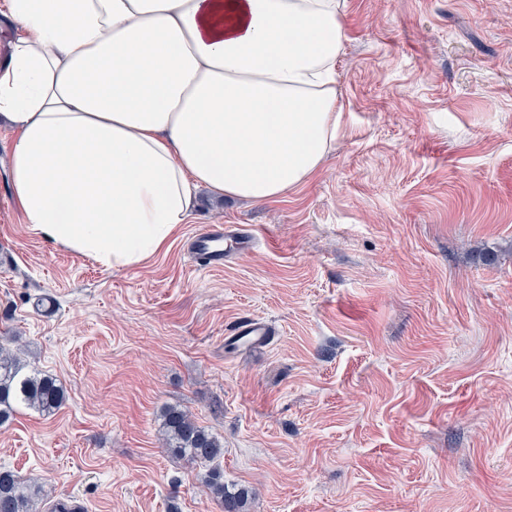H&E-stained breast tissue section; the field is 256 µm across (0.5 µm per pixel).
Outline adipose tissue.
I'll return each instance as SVG.
<instances>
[{"instance_id":"obj_1","label":"adipose tissue","mask_w":512,"mask_h":512,"mask_svg":"<svg viewBox=\"0 0 512 512\" xmlns=\"http://www.w3.org/2000/svg\"><path fill=\"white\" fill-rule=\"evenodd\" d=\"M345 0H0V121L26 224L118 268L168 244L204 188L270 202L340 126Z\"/></svg>"}]
</instances>
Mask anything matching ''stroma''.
Listing matches in <instances>:
<instances>
[{
  "mask_svg": "<svg viewBox=\"0 0 512 512\" xmlns=\"http://www.w3.org/2000/svg\"><path fill=\"white\" fill-rule=\"evenodd\" d=\"M336 144L304 187L199 190L168 251L123 268L30 232L0 127V336L55 414L0 426V467L87 512H223L161 414L219 438L248 512H512V0H346ZM244 226L254 250L185 245ZM271 322L255 352L226 348ZM224 238L238 241L242 244L243 253H248L254 248V238L248 231L239 225H225L224 227H212L208 231L192 237L188 252L195 266L201 270L208 268L224 267ZM237 341H243L245 347L253 348L266 343L268 336L272 334V327L268 322L252 319H241L232 330Z\"/></svg>",
  "mask_w": 512,
  "mask_h": 512,
  "instance_id": "35a3bbf8",
  "label": "stroma"
}]
</instances>
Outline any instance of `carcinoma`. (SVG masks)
<instances>
[{
  "label": "carcinoma",
  "mask_w": 512,
  "mask_h": 512,
  "mask_svg": "<svg viewBox=\"0 0 512 512\" xmlns=\"http://www.w3.org/2000/svg\"><path fill=\"white\" fill-rule=\"evenodd\" d=\"M65 400V392L56 378L41 372H26L20 358L0 345V426L9 422L19 407L50 415ZM161 429L175 454L192 463L213 464L206 483L211 494L220 500L224 512H246L249 492L242 489L230 493L224 486V472L214 466L224 456V448L215 435L178 407L165 411ZM43 505L41 487L28 485L14 471L0 467V512H42Z\"/></svg>",
  "instance_id": "carcinoma-1"
}]
</instances>
